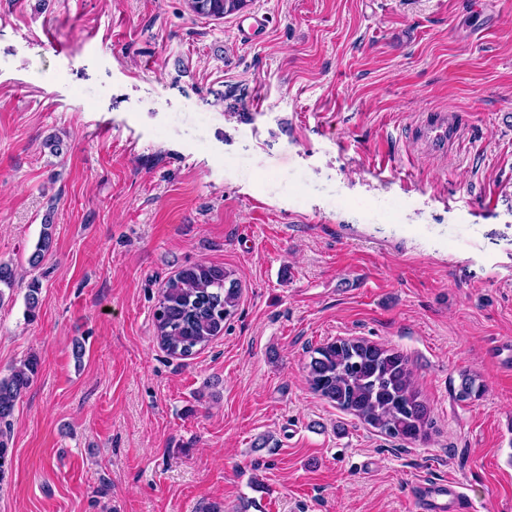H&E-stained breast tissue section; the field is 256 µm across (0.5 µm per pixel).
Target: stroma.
<instances>
[{
	"label": "stroma",
	"instance_id": "1",
	"mask_svg": "<svg viewBox=\"0 0 512 512\" xmlns=\"http://www.w3.org/2000/svg\"><path fill=\"white\" fill-rule=\"evenodd\" d=\"M0 262V377L39 361L0 512H412L417 478L512 512V0H0ZM194 264L239 306L178 359L153 310ZM352 337L407 357L426 439L311 390ZM192 12L198 16L224 17L242 12L249 5L245 1L252 0H187Z\"/></svg>",
	"mask_w": 512,
	"mask_h": 512
}]
</instances>
